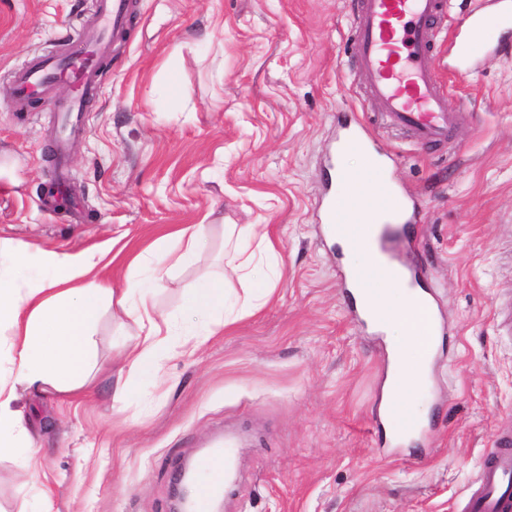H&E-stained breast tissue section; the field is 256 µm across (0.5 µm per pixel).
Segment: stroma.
Wrapping results in <instances>:
<instances>
[{
	"label": "stroma",
	"mask_w": 512,
	"mask_h": 512,
	"mask_svg": "<svg viewBox=\"0 0 512 512\" xmlns=\"http://www.w3.org/2000/svg\"><path fill=\"white\" fill-rule=\"evenodd\" d=\"M470 0H445L431 60L464 120L424 147L380 112L348 43L357 0H134L128 31L71 138L66 172L49 154L53 113L14 111L9 72L54 50L91 0H0V239L27 254L109 252L113 288L143 280L151 245L205 225L196 255L155 287L171 317L166 387L144 367L131 395L112 375L142 330L107 307L97 365L78 394L20 393L37 446L0 453V512H173L184 463L225 434L239 440L224 512H461L502 428L512 429V52L453 74ZM360 122L418 206L408 254L426 270L443 329L430 385L409 404L423 433L387 445L379 422L383 337L359 329L343 263L320 224L328 157ZM65 175L79 216L40 207ZM228 224L265 225L281 261L269 301L249 314L247 282L226 278L231 322L193 356L190 294L224 276Z\"/></svg>",
	"instance_id": "1"
}]
</instances>
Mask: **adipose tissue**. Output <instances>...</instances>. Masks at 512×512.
Returning <instances> with one entry per match:
<instances>
[{
    "label": "adipose tissue",
    "instance_id": "ef3b65f1",
    "mask_svg": "<svg viewBox=\"0 0 512 512\" xmlns=\"http://www.w3.org/2000/svg\"><path fill=\"white\" fill-rule=\"evenodd\" d=\"M45 276L24 282L0 274V328L10 333L8 356L14 375L0 376V452L29 448L33 440L22 410L16 408L18 388L52 387L72 392L81 387L95 366L92 330L104 305L116 304L127 315L146 326V334L123 354L122 373L114 395L126 397L142 368L158 362L169 349V321L157 319L149 289H139L137 303L129 292H116L93 278L102 260L90 252L79 261L55 252L41 257ZM395 281L384 277L374 290V300L386 310L379 330L388 344L390 368L384 384L383 405H399L412 390L424 385L430 361L439 342L430 328L431 318L410 295L394 302ZM186 307L205 323L193 332L195 343H203L219 328L217 315L224 312V283L213 280L197 288Z\"/></svg>",
    "mask_w": 512,
    "mask_h": 512
}]
</instances>
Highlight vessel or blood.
<instances>
[{
  "label": "vessel or blood",
  "instance_id": "obj_1",
  "mask_svg": "<svg viewBox=\"0 0 512 512\" xmlns=\"http://www.w3.org/2000/svg\"><path fill=\"white\" fill-rule=\"evenodd\" d=\"M358 4L360 21L352 40L353 53L381 112L391 124L412 132L420 144L446 140L461 114L449 109L445 89L430 64L433 21L443 11V0H358ZM489 5L496 8L502 31L512 32V0H489L488 5L471 9L461 35L464 50L459 70L497 48L486 27ZM132 10L133 0H93L90 17L78 30L60 36L55 51L29 56L9 75L16 111L26 110L37 99L45 111L56 113L58 133L52 154L57 166H64L69 139L85 126L86 103L98 89L112 51L111 40L125 33ZM58 85L68 89L65 100L50 94ZM385 170L378 160L359 170L357 182L375 185V195L348 205L339 201L347 174L330 176L320 221L345 227L364 222L367 212H386L387 225L378 238L379 255L393 274L412 285L424 274L402 260L401 250L411 244L414 230ZM232 457L233 445L228 442L197 460L199 470L211 479L197 488L196 512H208ZM465 512H512V431L500 433L486 455Z\"/></svg>",
  "mask_w": 512,
  "mask_h": 512
}]
</instances>
